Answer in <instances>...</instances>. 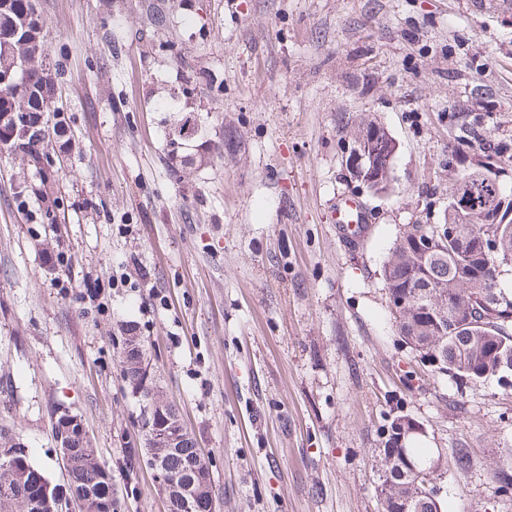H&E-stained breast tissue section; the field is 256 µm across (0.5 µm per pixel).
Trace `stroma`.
I'll use <instances>...</instances> for the list:
<instances>
[{
    "label": "stroma",
    "instance_id": "obj_1",
    "mask_svg": "<svg viewBox=\"0 0 512 512\" xmlns=\"http://www.w3.org/2000/svg\"><path fill=\"white\" fill-rule=\"evenodd\" d=\"M53 170L0 152V435L63 483L52 422L81 418L119 512H168L127 334L210 462L218 512H381L395 416L443 455L448 512H512V387L431 375L382 270L443 221L460 176L512 197L503 0H35ZM175 100L176 110L163 104ZM207 141L174 144L185 115ZM395 139L367 188L351 117ZM365 208L356 237L336 204ZM467 454L470 464L459 467Z\"/></svg>",
    "mask_w": 512,
    "mask_h": 512
}]
</instances>
